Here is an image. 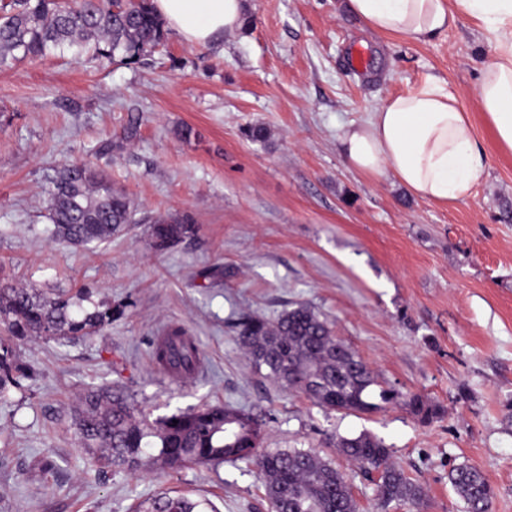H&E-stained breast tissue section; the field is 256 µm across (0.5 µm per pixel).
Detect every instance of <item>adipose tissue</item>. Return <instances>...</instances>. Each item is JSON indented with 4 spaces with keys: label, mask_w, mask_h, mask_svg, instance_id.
<instances>
[{
    "label": "adipose tissue",
    "mask_w": 512,
    "mask_h": 512,
    "mask_svg": "<svg viewBox=\"0 0 512 512\" xmlns=\"http://www.w3.org/2000/svg\"><path fill=\"white\" fill-rule=\"evenodd\" d=\"M185 42L207 46L244 23V0H152ZM346 10L381 36L425 44L474 20L491 48L475 88L497 145L512 152V0H345ZM349 167L393 176L416 198L452 205L467 199L487 168L469 112L435 77L389 97L338 136Z\"/></svg>",
    "instance_id": "1"
}]
</instances>
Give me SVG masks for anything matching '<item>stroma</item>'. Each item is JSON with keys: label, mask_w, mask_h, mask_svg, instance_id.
Segmentation results:
<instances>
[{"label": "stroma", "mask_w": 512, "mask_h": 512, "mask_svg": "<svg viewBox=\"0 0 512 512\" xmlns=\"http://www.w3.org/2000/svg\"><path fill=\"white\" fill-rule=\"evenodd\" d=\"M246 16L215 46L167 32L137 65L55 50L0 68V286L84 289L122 310L83 341L18 345L35 376L0 402V512H131L167 490L218 512H269L253 462L96 475L72 425L92 386L121 388L151 420L246 408L264 423L263 450L332 459L359 512H378L374 483L332 438L363 431L426 492L421 508L388 512H465L448 481L459 464L492 484V512H512V153L473 96L489 57L481 30L465 18L428 44L382 37L343 0H247ZM430 75L458 95L489 153L472 196L450 206L351 170L336 140ZM254 125L266 140L248 137ZM87 158L136 205L133 224L89 249L57 241L45 217L56 170ZM183 216L193 234L155 251V220ZM299 303L383 387L444 415L328 412L258 375L236 322ZM170 325L202 352L180 383L150 357Z\"/></svg>", "instance_id": "1"}]
</instances>
